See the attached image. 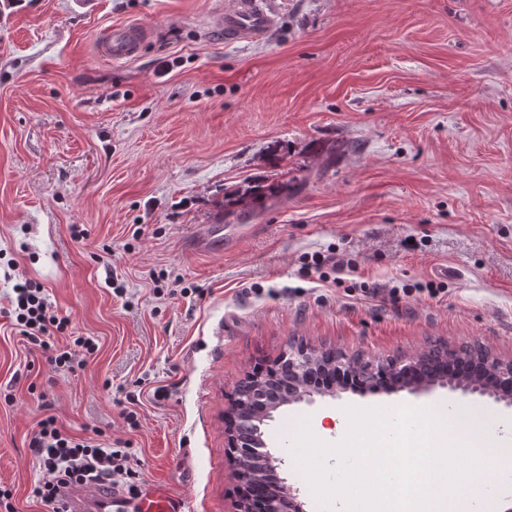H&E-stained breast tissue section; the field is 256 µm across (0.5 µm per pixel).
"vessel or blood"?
<instances>
[{"instance_id": "1", "label": "vessel or blood", "mask_w": 512, "mask_h": 512, "mask_svg": "<svg viewBox=\"0 0 512 512\" xmlns=\"http://www.w3.org/2000/svg\"><path fill=\"white\" fill-rule=\"evenodd\" d=\"M275 24L273 14L257 0H226L224 7L211 16V30L225 42L249 44L262 38ZM149 30L140 25L112 28L99 43L102 56L113 62L136 57ZM70 512H188L183 495L159 482L146 483L136 495L105 485L93 489L71 486L63 491Z\"/></svg>"}]
</instances>
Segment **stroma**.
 I'll return each instance as SVG.
<instances>
[{
	"instance_id": "stroma-1",
	"label": "stroma",
	"mask_w": 512,
	"mask_h": 512,
	"mask_svg": "<svg viewBox=\"0 0 512 512\" xmlns=\"http://www.w3.org/2000/svg\"><path fill=\"white\" fill-rule=\"evenodd\" d=\"M260 42L206 28L213 0H0V488L17 512L44 473L29 443L54 415L131 454L137 484L189 512H236L227 396L289 344L363 361L477 344L512 360V0H263ZM135 23L137 57L99 54ZM287 184L253 203L254 184ZM222 225L214 233L213 225ZM336 250L337 281L311 273ZM40 284L69 321L50 365L7 316ZM445 282L436 298L370 299L373 283ZM500 405L348 390L281 406L265 428L304 512L292 454L308 423L335 444L347 407ZM340 256L334 250L328 254L316 253L311 255V263H308L307 266L318 274L319 280L327 281L330 274H336L337 270L342 269L345 264L348 265V262L345 263L344 258Z\"/></svg>"
}]
</instances>
